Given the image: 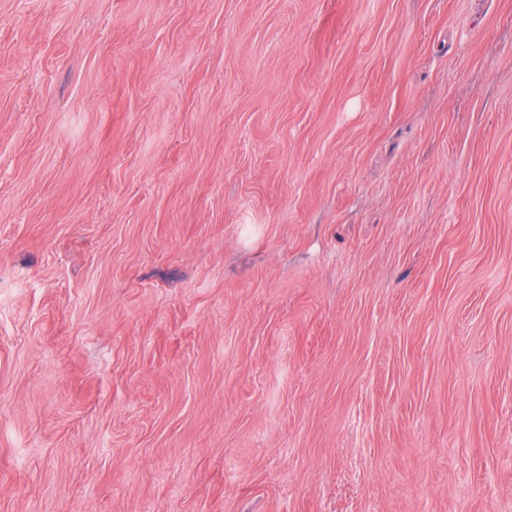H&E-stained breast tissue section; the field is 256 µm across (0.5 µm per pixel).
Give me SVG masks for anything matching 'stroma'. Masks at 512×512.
I'll list each match as a JSON object with an SVG mask.
<instances>
[{
	"label": "stroma",
	"instance_id": "35a3bbf8",
	"mask_svg": "<svg viewBox=\"0 0 512 512\" xmlns=\"http://www.w3.org/2000/svg\"><path fill=\"white\" fill-rule=\"evenodd\" d=\"M0 512H512V0H0Z\"/></svg>",
	"mask_w": 512,
	"mask_h": 512
}]
</instances>
